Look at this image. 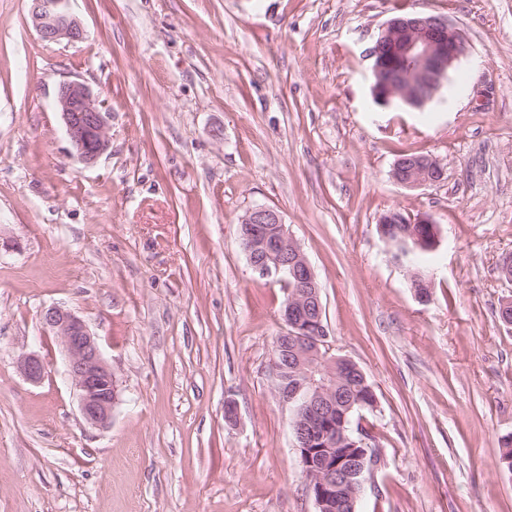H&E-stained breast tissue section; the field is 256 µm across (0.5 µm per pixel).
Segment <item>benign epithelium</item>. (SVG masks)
Masks as SVG:
<instances>
[{
  "label": "benign epithelium",
  "mask_w": 512,
  "mask_h": 512,
  "mask_svg": "<svg viewBox=\"0 0 512 512\" xmlns=\"http://www.w3.org/2000/svg\"><path fill=\"white\" fill-rule=\"evenodd\" d=\"M69 0H34L31 24L43 41L85 38L80 21L70 13ZM466 41L454 25L433 15L406 13L388 20L369 50L373 58V75L383 81L385 99L395 98L420 109L424 107L448 80L450 69L466 55ZM57 109L71 147L85 165L94 164L109 148L108 113L101 108L93 90L79 81L59 86ZM393 180L405 187L437 184L443 178V168L433 158L421 156L407 163L393 165ZM240 223L251 225L250 240L267 241L266 225L278 224L281 234L272 244L288 252V263L270 264L249 261L262 277L291 276L300 281L286 303L284 317L295 340L293 354L296 382L286 396L292 406L296 450L305 465L306 490L314 501L316 512H332L341 500L355 508L364 492L366 475L377 465L358 466L355 457H339L336 440L347 439L345 424H329L335 409L333 388L313 380L309 360L328 357L330 346L324 325V307L311 264L299 243L288 232L278 210L257 206L248 209ZM41 320L62 345L67 356V370L79 391L80 412L93 427L110 423L118 389L112 368L105 362L96 338L84 321L72 312L50 307ZM19 368L33 383L47 373L48 363L38 355L21 357Z\"/></svg>",
  "instance_id": "7a95c632"
}]
</instances>
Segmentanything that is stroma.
I'll use <instances>...</instances> for the list:
<instances>
[{
	"instance_id": "1",
	"label": "stroma",
	"mask_w": 512,
	"mask_h": 512,
	"mask_svg": "<svg viewBox=\"0 0 512 512\" xmlns=\"http://www.w3.org/2000/svg\"><path fill=\"white\" fill-rule=\"evenodd\" d=\"M30 8L0 0V512H315L273 371L284 294L239 245L256 206L376 393L357 512H512V0H72L77 43L42 41ZM403 10L468 49L420 109L371 94L369 50ZM71 80L109 114L90 166L56 107ZM406 153L443 181L395 183ZM392 209L439 228L427 304L378 235ZM52 306L116 376L107 427L80 416ZM19 368L26 379L38 383L45 377L48 363L38 355L29 354L21 357Z\"/></svg>"
}]
</instances>
